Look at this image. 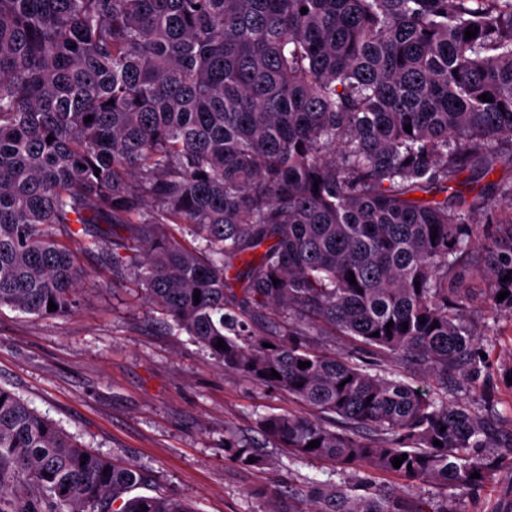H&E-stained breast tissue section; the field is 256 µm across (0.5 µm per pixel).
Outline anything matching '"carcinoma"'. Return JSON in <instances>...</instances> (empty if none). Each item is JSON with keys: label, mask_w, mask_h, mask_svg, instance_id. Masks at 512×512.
<instances>
[{"label": "carcinoma", "mask_w": 512, "mask_h": 512, "mask_svg": "<svg viewBox=\"0 0 512 512\" xmlns=\"http://www.w3.org/2000/svg\"><path fill=\"white\" fill-rule=\"evenodd\" d=\"M505 144L512 0H0V307L72 311L83 271L61 240L89 235L224 370L318 412L261 422L290 462L352 470L307 490L311 512H427L377 475L467 495L512 469L486 453L512 437L443 397L450 377L489 376L458 300L473 249L491 309L512 318ZM502 205L475 242L471 213ZM261 309L275 318L259 333ZM313 331L409 358L437 390L315 349ZM0 398V512H195L125 497L140 468ZM224 443L266 463L252 440Z\"/></svg>", "instance_id": "obj_1"}]
</instances>
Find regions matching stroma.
Masks as SVG:
<instances>
[{
  "instance_id": "1",
  "label": "stroma",
  "mask_w": 512,
  "mask_h": 512,
  "mask_svg": "<svg viewBox=\"0 0 512 512\" xmlns=\"http://www.w3.org/2000/svg\"><path fill=\"white\" fill-rule=\"evenodd\" d=\"M73 249L86 279L65 316L37 317L0 308V387L13 391L84 447L135 464L149 480L140 494L189 500L195 512H286L288 486L326 480L334 463L290 464L285 449L264 441L261 417L311 411L288 396L225 372L208 350L169 327L134 282H112L101 253L86 241ZM469 324L491 365L495 425L512 435V320L494 317L479 265L462 278ZM367 367L390 363L401 380L435 388L406 360L386 361L344 337L332 343ZM265 443L271 462L246 468L224 451L225 433ZM450 512H512V473L464 497Z\"/></svg>"
}]
</instances>
